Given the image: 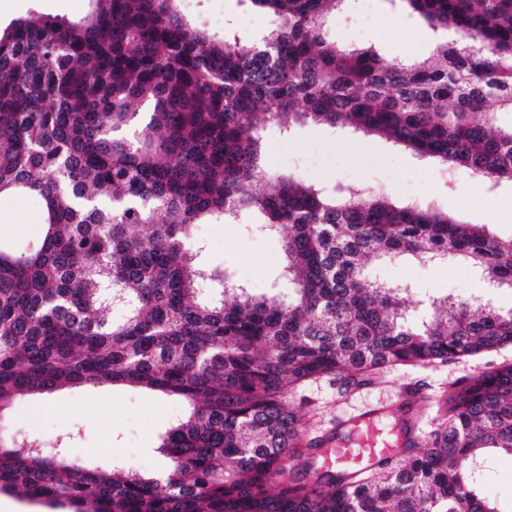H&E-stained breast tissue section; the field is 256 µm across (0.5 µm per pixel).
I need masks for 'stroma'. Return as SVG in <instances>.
I'll return each mask as SVG.
<instances>
[{
  "label": "stroma",
  "instance_id": "stroma-1",
  "mask_svg": "<svg viewBox=\"0 0 512 512\" xmlns=\"http://www.w3.org/2000/svg\"><path fill=\"white\" fill-rule=\"evenodd\" d=\"M90 0H0V27L30 12L75 21L85 16ZM180 10L195 25L216 35L235 31L244 39L255 38L272 25L270 15L255 11L238 0H180ZM330 37L340 45H375L391 58L423 57L433 48V37L421 22L401 20L400 34L381 25L359 30L355 14L333 13ZM263 142L275 170L305 181L331 186H356L389 197L395 202H423L469 223L486 225L502 239L512 238V185L490 188L463 168H448L433 160H421L403 147L377 135L351 127L332 129L322 125L293 126L282 135L277 124H268ZM496 201V215H489L483 199ZM43 202L30 195L0 200V238L23 245L41 236ZM195 241L204 251L201 260L225 270L233 280L260 294L272 286L286 287L280 273L286 263L282 233L263 234L247 221L227 224L217 218L196 225ZM367 268L380 281L410 284L409 307H421L432 296L450 295L460 300L481 296L502 310L512 309V290L492 288L461 260L420 266L401 256L394 260H369ZM512 361V348L485 352L440 367L399 366L372 384L347 392L334 379L310 385L307 405L300 412L305 432L312 439L325 438L337 422L374 410L398 405L411 389L438 395L452 390L459 380ZM184 412L174 397L126 386L63 390L42 399L17 400L0 418V424L18 429L53 445L66 430H78L70 446L80 463L104 465L122 462L144 472L159 468L160 436Z\"/></svg>",
  "mask_w": 512,
  "mask_h": 512
}]
</instances>
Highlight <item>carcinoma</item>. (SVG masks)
<instances>
[{"instance_id":"carcinoma-1","label":"carcinoma","mask_w":512,"mask_h":512,"mask_svg":"<svg viewBox=\"0 0 512 512\" xmlns=\"http://www.w3.org/2000/svg\"><path fill=\"white\" fill-rule=\"evenodd\" d=\"M0 30V199L43 200L42 240H0V412L63 388L128 385L182 401L162 471L89 466L0 430V493L67 512H502L482 492L512 457V363L402 396L397 454L324 471L297 400L324 377L360 385L512 346V309L437 296L410 318L365 259L458 257L512 288V239L433 206L307 183L266 165L269 122L350 126L418 158L512 183V0H399L434 33L423 59L339 47L348 0H249L257 42L191 25L176 0H90ZM153 103L133 135L135 103ZM497 111L488 112V104ZM258 214L290 229L288 299L195 263L193 227ZM124 316L112 317L116 303Z\"/></svg>"}]
</instances>
